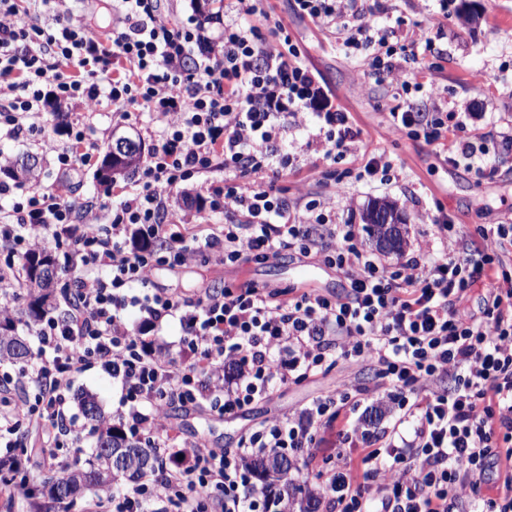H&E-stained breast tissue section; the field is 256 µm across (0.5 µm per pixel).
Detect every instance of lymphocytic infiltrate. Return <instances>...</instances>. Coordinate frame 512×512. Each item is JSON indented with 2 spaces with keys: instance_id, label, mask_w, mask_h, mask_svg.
I'll return each instance as SVG.
<instances>
[{
  "instance_id": "1",
  "label": "lymphocytic infiltrate",
  "mask_w": 512,
  "mask_h": 512,
  "mask_svg": "<svg viewBox=\"0 0 512 512\" xmlns=\"http://www.w3.org/2000/svg\"><path fill=\"white\" fill-rule=\"evenodd\" d=\"M69 2L0 0V126L7 136L41 131L52 102L91 110L104 99L124 115H156L162 126L131 186L116 193L110 223H75L68 200L67 173L98 147L85 131L59 152L63 177L50 189L41 190L37 174L12 188L22 199L0 221V251L9 257L0 266V295L13 286L15 259L48 248L62 251L63 273L75 289L65 297L66 315L35 327L33 365L0 376V446L20 453L0 474V486L13 487L23 458L34 453L66 471L63 449L81 448L83 439L70 393L89 370L101 369L121 389L113 420L156 448L170 404L234 415L342 360L374 364L393 387L388 400L417 426L413 438L374 449L359 429L342 430V442L356 453L329 478L336 512H459L471 495L481 497L485 512H512V277L501 260L512 225L481 229L483 247L472 263L422 245L386 272L358 248L352 225L332 222L334 196L293 208L282 188L241 182L275 164L287 167L273 143L289 125L317 126V146L331 161L361 140L298 45L286 35L268 39L263 0H233L235 20L200 53L190 28L159 18V0H116L108 28L89 25ZM296 4L311 21L345 31L349 51L371 48L374 74L412 90L401 62L414 56L416 41L379 28L376 12L360 0ZM46 11L56 23L51 32L41 21ZM242 17L251 18L249 27L239 26ZM390 121L396 130H422L428 142L446 147L448 161L473 152L447 118L426 123L406 106L392 110ZM219 166L226 177L208 186L209 209L243 215V222L167 246L170 196ZM12 189L0 185L4 194ZM286 248L344 273L346 293L281 299L248 281L205 289L189 301L152 285L155 267L167 262L200 259L218 271ZM480 280L485 308L475 318L458 306ZM131 307L144 315L137 334L124 318ZM169 317L184 330L175 358L145 337ZM442 376L452 387L433 389ZM350 399L348 387L338 385L335 397L314 401L299 418L265 421L233 450L187 443L180 450L185 466L159 464L151 482L101 492L87 512H265L245 459L313 447L314 425L336 420ZM24 433L31 446L21 445Z\"/></svg>"
}]
</instances>
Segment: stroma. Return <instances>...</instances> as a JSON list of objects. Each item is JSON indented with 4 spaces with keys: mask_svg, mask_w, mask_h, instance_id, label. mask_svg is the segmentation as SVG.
Returning a JSON list of instances; mask_svg holds the SVG:
<instances>
[{
    "mask_svg": "<svg viewBox=\"0 0 512 512\" xmlns=\"http://www.w3.org/2000/svg\"><path fill=\"white\" fill-rule=\"evenodd\" d=\"M465 1L468 0H380L382 24L408 39L415 36L416 22L425 21L428 14L443 9L448 12L442 25L425 28L426 37L433 42V53L426 55L422 63L408 61L403 65L406 74L416 75L423 84L421 91L408 95L398 85L371 74L366 65L368 50L345 54L342 33L301 16L295 0L264 2L272 19L300 47L305 63L316 74L321 87L333 96L342 111L348 112L362 136L360 143L343 158L332 162L315 149L306 148V131L288 130L273 145L276 154L289 156L288 169H266L259 181L283 188L289 205L294 207L333 193L336 184H343L344 193L336 200V221L354 225L358 247L371 253L376 251V245L360 221L361 210L372 200L394 203L406 218V244L401 253L380 255L381 262L390 268L398 267L418 242H429L434 251H441L438 227L422 222V215L447 217L461 233L467 234L473 248L481 244L475 233L477 226L512 225V150L491 156V171L479 178L470 171L467 161L447 163L441 147L390 128L391 110L410 101L423 112L466 113V125L460 133L464 139H495L512 132V0H469L481 15L479 24L470 28L459 18ZM218 10L217 0H161L160 5L162 18L182 22L204 41L216 37L223 29L224 21L218 18ZM46 118L42 132L25 142L0 137V154L14 159L25 154L39 158L44 174L42 184L46 187L56 182L60 172L55 154L47 152L43 142L50 139L61 146L69 145L71 125L85 126L103 145L113 135L127 132L135 134L149 148L154 147V133L159 128L155 116L135 112L123 119L105 103L92 112L75 105L60 111L52 105ZM372 154L385 155L391 162L390 184L359 179V170ZM101 161V155H94L89 165L73 171L68 178L69 200L76 217H83L89 208L104 219L111 214L112 189L98 184L94 178ZM218 277L229 283L252 281L271 290L295 293L316 290L341 294L348 286L336 269L288 249L261 263L226 266ZM218 277L201 263L161 265L154 272L153 283L157 288L194 300ZM341 379L351 380L365 390L359 403L346 407L343 414L367 431L373 446H383L395 425L403 436H413L414 419L396 424L391 409L372 416L373 403L367 391L378 382L375 368L345 362L318 376L278 388L269 398L233 416L220 417L174 404L168 409L169 420L180 437L196 436L212 446L234 449L245 432L274 416L300 415L313 399L334 392ZM73 393L92 394L107 415L115 411L120 397L119 387L97 369L81 376ZM339 429L336 423L315 425L316 446L300 459L297 480L319 492V512H332L329 498L321 494L320 488L326 471L324 460L336 457L340 446Z\"/></svg>",
    "mask_w": 512,
    "mask_h": 512,
    "instance_id": "obj_1",
    "label": "stroma"
}]
</instances>
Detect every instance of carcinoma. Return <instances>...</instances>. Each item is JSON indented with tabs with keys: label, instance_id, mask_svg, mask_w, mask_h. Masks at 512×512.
<instances>
[{
	"label": "carcinoma",
	"instance_id": "obj_1",
	"mask_svg": "<svg viewBox=\"0 0 512 512\" xmlns=\"http://www.w3.org/2000/svg\"><path fill=\"white\" fill-rule=\"evenodd\" d=\"M143 154L133 152L124 156L121 161L110 160V154H105L99 169L97 179L103 185H110L118 176H124L139 167ZM39 163L27 166L17 159L6 167L0 168V173L18 181H25L36 169ZM379 202H371L363 212L362 220L370 225V232L379 249H385L388 240V230L382 224L372 223V214ZM44 267L57 272V265L52 251L41 250L29 254L23 261L21 271L27 290L25 306L20 314L25 317L24 324L28 327L41 321L50 311L57 308L54 289L47 288L36 276L35 271ZM32 352L25 341L17 333L16 319L0 318V359L5 358L15 364L25 363ZM249 473L263 486L270 485L268 469L278 471L276 481L283 483L286 488L288 506H297L300 512H318V497L309 489L294 484V475L299 471L298 458L283 452L262 454L247 460ZM157 468V457L140 443L132 441L119 425L98 433L95 448L86 461L85 466L68 471L59 478H47L40 483L39 492L54 502H70L74 497L89 491L98 492L116 483L122 478L129 482H137Z\"/></svg>",
	"mask_w": 512,
	"mask_h": 512
}]
</instances>
